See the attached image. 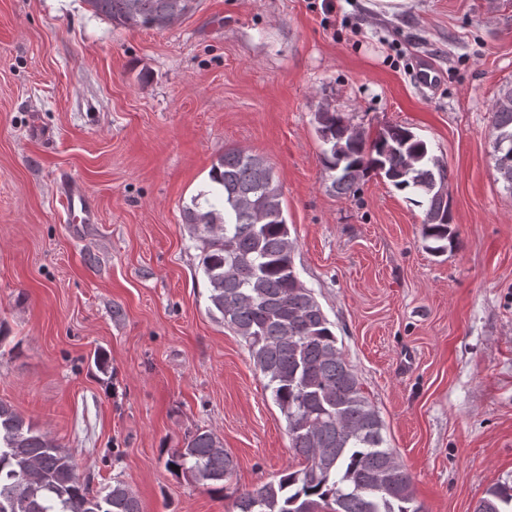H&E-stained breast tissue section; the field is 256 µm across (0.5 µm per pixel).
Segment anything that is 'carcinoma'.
<instances>
[{
  "label": "carcinoma",
  "mask_w": 512,
  "mask_h": 512,
  "mask_svg": "<svg viewBox=\"0 0 512 512\" xmlns=\"http://www.w3.org/2000/svg\"><path fill=\"white\" fill-rule=\"evenodd\" d=\"M123 27L162 30L193 11L196 0H85ZM494 163L512 186V90L493 106ZM321 162L341 194L357 191L370 173L386 177L424 209L422 238L444 253L453 245L444 190L446 168L407 127L375 137L329 106L315 113ZM272 167L232 149L209 171V183L182 207L201 242L208 299L249 349L265 389L288 423L290 447L305 460L279 478L234 494L235 512H425L410 474L384 447L383 421L336 347L333 323L299 280ZM167 467L224 496L234 460L208 430H196L168 454ZM0 512H141L120 480L95 491L73 455L0 402ZM474 512H512V486L487 489Z\"/></svg>",
  "instance_id": "1"
}]
</instances>
